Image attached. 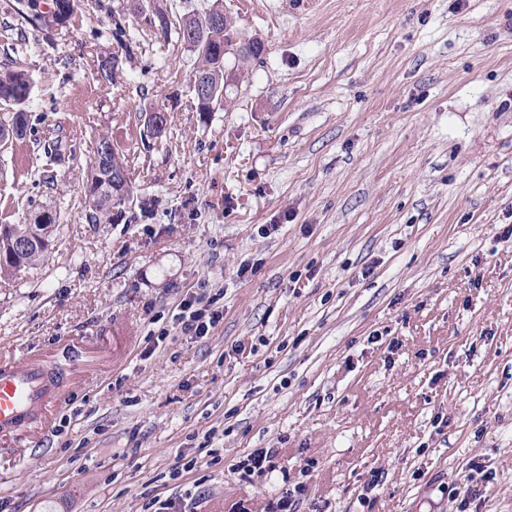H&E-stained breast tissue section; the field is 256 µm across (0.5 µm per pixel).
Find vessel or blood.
Returning a JSON list of instances; mask_svg holds the SVG:
<instances>
[{
    "mask_svg": "<svg viewBox=\"0 0 512 512\" xmlns=\"http://www.w3.org/2000/svg\"><path fill=\"white\" fill-rule=\"evenodd\" d=\"M61 398V385L40 364L29 359L0 364V438L24 431Z\"/></svg>",
    "mask_w": 512,
    "mask_h": 512,
    "instance_id": "obj_1",
    "label": "vessel or blood"
}]
</instances>
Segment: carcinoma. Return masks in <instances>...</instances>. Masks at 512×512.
<instances>
[{
	"label": "carcinoma",
	"instance_id": "obj_1",
	"mask_svg": "<svg viewBox=\"0 0 512 512\" xmlns=\"http://www.w3.org/2000/svg\"><path fill=\"white\" fill-rule=\"evenodd\" d=\"M57 12L49 13L52 22L64 24L75 6V0H53ZM219 10L212 6L207 11L184 18L176 29V33L192 52L197 54V64L193 77L204 78L211 86V94L206 99H196L197 111L212 112L224 103V61L227 54L225 48L233 47L232 26L210 25V15ZM133 14L148 19V23L156 25L161 34L168 35L170 23L161 10L149 16L143 7V0H132ZM33 90L31 75L23 70L7 69L0 72V104L15 108L11 124L0 125V139H22L26 135L28 119L25 104L29 102ZM90 168L85 187V207L94 224L112 220V208L123 205L131 194L130 169L125 157L112 147V140L102 135L91 149ZM54 219L42 213L35 217L31 224H0L5 229V237L22 235L27 241L28 250L25 263L21 266L8 260H0V273L13 275L30 268L39 262L49 246Z\"/></svg>",
	"mask_w": 512,
	"mask_h": 512
}]
</instances>
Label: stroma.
I'll list each match as a JSON object with an SVG mask.
<instances>
[{
  "label": "stroma",
  "instance_id": "35a3bbf8",
  "mask_svg": "<svg viewBox=\"0 0 512 512\" xmlns=\"http://www.w3.org/2000/svg\"><path fill=\"white\" fill-rule=\"evenodd\" d=\"M158 2L263 44L224 106L197 112L195 54L128 0L49 27L48 0H0V69L35 82L0 224L56 219L0 277V357L64 381L0 444V512H270L297 485L296 512H512V0ZM102 134L133 193L92 224ZM216 293L185 334L180 302ZM258 448L276 470L240 479ZM202 302L200 297H189L184 299L179 307H181L180 313L178 314V320L182 324V328L185 333H191L195 337H204L209 333L210 328H215L221 319H223L222 310L220 306H213L217 303V300L212 299L206 301L207 305L204 309L198 308L192 310L196 303ZM206 311H209L207 314Z\"/></svg>",
  "mask_w": 512,
  "mask_h": 512
}]
</instances>
